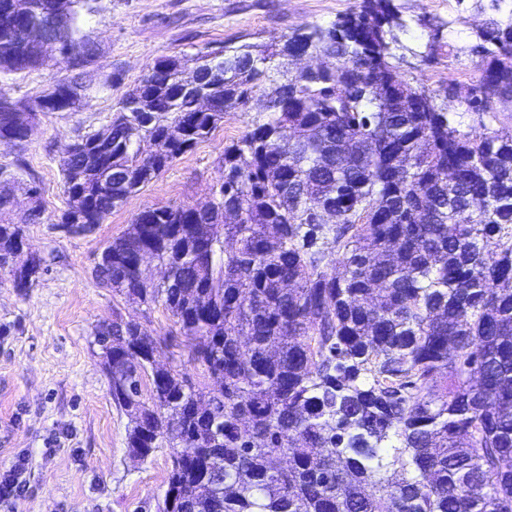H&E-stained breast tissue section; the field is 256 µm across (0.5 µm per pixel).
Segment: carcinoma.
<instances>
[{"label": "carcinoma", "mask_w": 512, "mask_h": 512, "mask_svg": "<svg viewBox=\"0 0 512 512\" xmlns=\"http://www.w3.org/2000/svg\"><path fill=\"white\" fill-rule=\"evenodd\" d=\"M82 0H0V73L19 74L75 50L77 73L56 98L0 101V135L17 111L74 110L91 84L96 46L77 37ZM60 14L33 55L20 37L40 11ZM403 23L391 0H363L329 28L278 48L222 45L196 54L215 102L199 112L182 60H157L103 130L78 136L62 164L68 208L58 224L93 231L140 187L254 96L269 112L224 147L211 206L148 207L100 252L103 284L162 303L192 359L223 385L208 400L156 367L159 342L136 321L94 332L112 400L140 458L173 449L163 512H512V137H471L391 62ZM473 51L480 88L447 96L474 112L512 98V22L493 21ZM308 51L328 69L310 78L282 59ZM157 142L142 157L144 140ZM14 213L0 193V272L20 292L43 258L16 262L42 213ZM244 217L224 223V208ZM331 234L338 268L317 246ZM237 249L224 254L223 238ZM151 252L155 284L137 267ZM150 377L149 400L143 377Z\"/></svg>", "instance_id": "obj_1"}]
</instances>
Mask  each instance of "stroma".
<instances>
[{
	"label": "stroma",
	"instance_id": "obj_1",
	"mask_svg": "<svg viewBox=\"0 0 512 512\" xmlns=\"http://www.w3.org/2000/svg\"><path fill=\"white\" fill-rule=\"evenodd\" d=\"M361 0H86L79 10L81 35L98 55L93 80L79 108L38 113L25 151L0 142V190L12 189L28 208L25 184L36 183L44 213L24 225L32 252L48 266L20 294L0 274V473L20 466L22 493L0 501V512H159L171 468L170 451L147 459L128 448L127 415L112 400L109 380L94 342L97 325L115 317L135 320L160 337L158 365L185 373L208 397L216 383L189 356L162 305L146 307L98 284L97 256L124 234L148 207L206 203L221 175L226 145L243 135L260 113L259 99L226 112L204 141L113 210L94 232L69 234L56 221L67 207L61 164L77 135L105 128L119 99L163 56L192 59L197 51L226 44L269 46L312 26L330 27L358 10ZM405 23L394 51L398 77L433 91L435 103L455 113L464 132L512 136V104L473 112L447 99L455 85L478 86L487 60L474 53L489 20L512 18V0H392ZM58 55L22 74H1L0 93L12 100L40 94L72 76ZM27 167L19 169L17 156Z\"/></svg>",
	"mask_w": 512,
	"mask_h": 512
}]
</instances>
